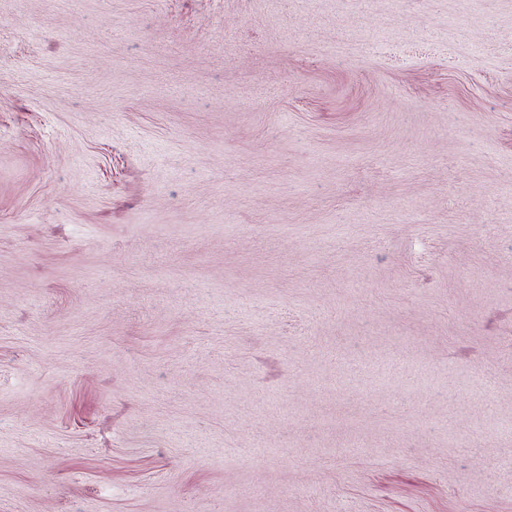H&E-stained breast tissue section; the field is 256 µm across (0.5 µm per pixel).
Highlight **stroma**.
Listing matches in <instances>:
<instances>
[{
    "mask_svg": "<svg viewBox=\"0 0 512 512\" xmlns=\"http://www.w3.org/2000/svg\"><path fill=\"white\" fill-rule=\"evenodd\" d=\"M510 457L512 0H0V512H512Z\"/></svg>",
    "mask_w": 512,
    "mask_h": 512,
    "instance_id": "1",
    "label": "stroma"
}]
</instances>
